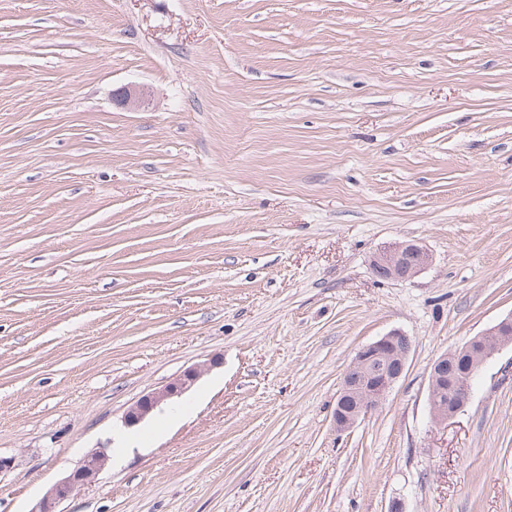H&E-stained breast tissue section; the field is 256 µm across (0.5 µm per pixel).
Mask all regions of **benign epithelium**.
I'll return each mask as SVG.
<instances>
[{
  "instance_id": "benign-epithelium-1",
  "label": "benign epithelium",
  "mask_w": 512,
  "mask_h": 512,
  "mask_svg": "<svg viewBox=\"0 0 512 512\" xmlns=\"http://www.w3.org/2000/svg\"><path fill=\"white\" fill-rule=\"evenodd\" d=\"M145 88L125 87L115 100L136 109L148 101ZM432 255L417 241L394 242L375 252L370 259L372 273L382 279L408 282L427 269ZM512 345V313L501 318L463 345L442 354L429 373L427 405L430 423L448 424L470 402L474 380L484 364ZM412 340L394 329L360 347L347 367L336 400L333 423L346 431L376 410L406 370ZM202 375V369L190 368L174 381L143 396L126 413V423L136 425L169 400L186 394ZM109 456L104 448L86 455L80 465L57 480L36 503L31 512H61L59 506L77 490L97 480L106 468Z\"/></svg>"
}]
</instances>
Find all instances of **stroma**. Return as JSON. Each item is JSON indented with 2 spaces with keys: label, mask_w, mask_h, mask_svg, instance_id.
Segmentation results:
<instances>
[{
  "label": "stroma",
  "mask_w": 512,
  "mask_h": 512,
  "mask_svg": "<svg viewBox=\"0 0 512 512\" xmlns=\"http://www.w3.org/2000/svg\"><path fill=\"white\" fill-rule=\"evenodd\" d=\"M405 240L431 266L377 280ZM510 313L512 0H0V512L98 448L63 512H512V347L426 405ZM393 329L404 375L337 431ZM432 255L417 241L394 242L375 252L370 259L372 273L382 279L408 282L427 269ZM512 345V313L501 318L463 345L439 356L429 373L427 405L430 423L447 425L470 402L474 380L484 364L495 354ZM469 355L470 364L464 369L456 365L460 355ZM412 340L394 329L360 347L347 367L336 400L337 430L354 428L376 410L406 370ZM202 373V368H190L174 381L143 396L128 409L125 418L127 425L133 426L140 423L169 400L182 397L191 390Z\"/></svg>",
  "instance_id": "obj_1"
}]
</instances>
